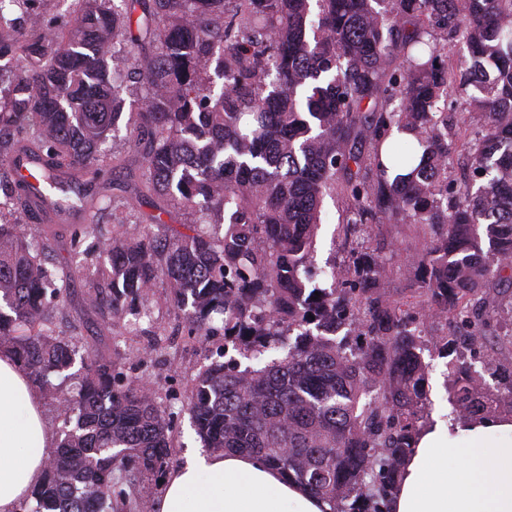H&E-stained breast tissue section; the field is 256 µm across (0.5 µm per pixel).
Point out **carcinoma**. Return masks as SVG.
<instances>
[{
  "label": "carcinoma",
  "instance_id": "cac0c4a2",
  "mask_svg": "<svg viewBox=\"0 0 512 512\" xmlns=\"http://www.w3.org/2000/svg\"><path fill=\"white\" fill-rule=\"evenodd\" d=\"M68 18L0 37V59L24 67L8 79L0 67V348L49 397L78 379L28 512H112L118 483L170 463L154 395L54 329L71 283L47 264L77 254L104 211L110 268L85 305L144 303L162 276L189 335L224 315V343L249 365L199 372L198 436L330 512H388L430 413L424 347L447 359L457 417L512 415V363L485 346L512 345L500 291L512 285V0H70ZM450 38L467 50L455 66ZM131 84L142 91L128 104ZM122 128L127 160L103 149ZM463 130L475 190L461 197L448 170ZM16 155L52 180L54 201L15 177ZM390 164L409 172L391 179ZM110 185L126 193L118 205ZM328 197L346 235L416 226L413 300L385 295L392 266L363 242L314 266ZM170 207L197 219L182 232L161 218ZM48 208L90 223L32 237ZM429 316L444 333L427 340L416 327ZM478 363L497 392L476 384Z\"/></svg>",
  "mask_w": 512,
  "mask_h": 512
}]
</instances>
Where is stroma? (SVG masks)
<instances>
[{
    "label": "stroma",
    "mask_w": 512,
    "mask_h": 512,
    "mask_svg": "<svg viewBox=\"0 0 512 512\" xmlns=\"http://www.w3.org/2000/svg\"><path fill=\"white\" fill-rule=\"evenodd\" d=\"M372 243L392 256L394 270L383 288L394 299L410 296L416 287L403 272L407 259L415 253L420 236L410 224H376L370 229ZM61 266L72 269V300L55 316L56 331L79 348H89L112 360L118 371L150 383L156 401L171 420V463L179 465L191 448L202 443L191 423L187 409L195 379L211 351L223 348L221 318H214L215 333L207 338L189 335L187 324L169 303L165 279L154 282L151 299L144 312L127 311L119 315L105 309H86L83 299L96 284L98 269L108 266L95 235H87L77 258L60 252ZM163 480L155 477L147 484H122L115 495L117 512H154L162 492Z\"/></svg>",
    "instance_id": "1"
}]
</instances>
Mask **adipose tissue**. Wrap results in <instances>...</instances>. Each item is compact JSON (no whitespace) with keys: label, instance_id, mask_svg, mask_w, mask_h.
Masks as SVG:
<instances>
[{"label":"adipose tissue","instance_id":"adipose-tissue-1","mask_svg":"<svg viewBox=\"0 0 512 512\" xmlns=\"http://www.w3.org/2000/svg\"><path fill=\"white\" fill-rule=\"evenodd\" d=\"M53 434L40 393L0 349V512H17L44 477ZM155 512H330L329 504L253 456L197 452L164 480ZM389 512H512V418L426 426Z\"/></svg>","mask_w":512,"mask_h":512}]
</instances>
